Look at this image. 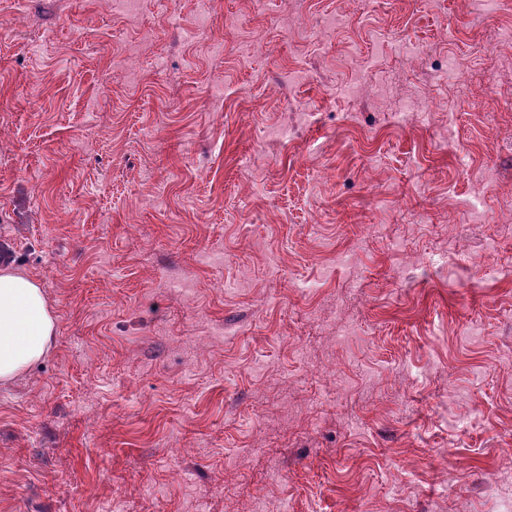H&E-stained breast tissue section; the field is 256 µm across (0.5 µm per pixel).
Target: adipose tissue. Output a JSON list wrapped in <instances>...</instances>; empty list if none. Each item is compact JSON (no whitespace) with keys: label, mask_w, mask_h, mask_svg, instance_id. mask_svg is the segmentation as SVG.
<instances>
[{"label":"adipose tissue","mask_w":512,"mask_h":512,"mask_svg":"<svg viewBox=\"0 0 512 512\" xmlns=\"http://www.w3.org/2000/svg\"><path fill=\"white\" fill-rule=\"evenodd\" d=\"M56 318L39 283L11 267L0 268V382L26 372L51 348Z\"/></svg>","instance_id":"obj_1"}]
</instances>
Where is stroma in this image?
Wrapping results in <instances>:
<instances>
[{
    "label": "stroma",
    "instance_id": "stroma-1",
    "mask_svg": "<svg viewBox=\"0 0 512 512\" xmlns=\"http://www.w3.org/2000/svg\"><path fill=\"white\" fill-rule=\"evenodd\" d=\"M140 3L134 29L105 0H0V256L57 322L0 384V512H500L512 280L451 283L389 242L471 271L440 214L464 221L486 169L487 215L512 209V55L486 38L512 0ZM448 57L496 112L430 87ZM383 70L438 100L429 123H398ZM331 363L346 390L313 407Z\"/></svg>",
    "mask_w": 512,
    "mask_h": 512
}]
</instances>
